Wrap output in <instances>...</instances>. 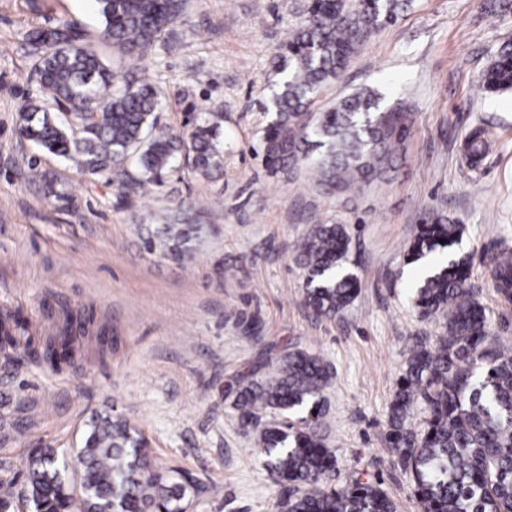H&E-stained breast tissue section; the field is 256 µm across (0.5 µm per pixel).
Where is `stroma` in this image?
Returning <instances> with one entry per match:
<instances>
[{"mask_svg": "<svg viewBox=\"0 0 512 512\" xmlns=\"http://www.w3.org/2000/svg\"><path fill=\"white\" fill-rule=\"evenodd\" d=\"M487 3L413 0L316 98L319 112L367 86L414 113L406 160L340 196L307 168L273 175L263 161L277 50L307 0H186L181 22L142 60L101 45L110 68L148 72L163 88L161 121L173 132L188 112L214 113L224 131L222 175L184 170L127 200L19 133L21 106L39 95L28 33L66 23L98 38L94 0H0V312L20 314L38 342L57 334L64 313L76 320L75 354L58 366L0 349V460L18 467L34 448L79 447L91 413L109 409L146 436L159 467L195 478V512H273L276 486L228 390L302 349L333 374L321 433L340 463L336 486L363 473L400 512H418L385 432L415 337L439 332L413 307L419 266L406 260L433 214L463 224L453 251L512 347V303L489 286L493 256L512 246V92L476 91L499 45L512 41V14L490 16ZM479 126L495 143L472 168L461 143ZM188 197L204 226L193 260L145 251L140 226ZM319 221L347 225L360 281L332 318L304 306L295 260L297 241Z\"/></svg>", "mask_w": 512, "mask_h": 512, "instance_id": "35a3bbf8", "label": "stroma"}]
</instances>
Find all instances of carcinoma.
Instances as JSON below:
<instances>
[{"mask_svg": "<svg viewBox=\"0 0 512 512\" xmlns=\"http://www.w3.org/2000/svg\"><path fill=\"white\" fill-rule=\"evenodd\" d=\"M100 38L127 56L144 57L181 19L185 0H94ZM411 0H309L306 15L278 53L281 79L266 110L272 119L262 137L272 170L306 164L329 194L350 191L380 177L401 155L411 112L388 106L382 94L362 88L339 97L323 112L311 106L336 83L350 58L380 29L393 24ZM36 54L41 97L20 114V134L40 149L75 163L88 177L115 175L125 197L160 186L178 169L210 179L224 162V137L207 113L179 135L161 124L160 87L108 68L97 45L62 25L28 34ZM478 87L512 91V44L493 56ZM489 131L465 136L462 153L480 165L490 150ZM195 203L176 202V215L143 228L142 243L177 264L193 256L203 227L187 214ZM460 224L442 216L421 225L407 250L409 262L448 252L416 288L414 304L442 331L413 347L389 406L385 441L410 477L420 512H512V349L500 344L485 307L468 285L467 260L451 255ZM350 235L344 224H314L297 245L306 275L305 306L333 317L354 300L359 281L347 267ZM490 287L512 303V250L491 262ZM20 316L0 317V347L24 344L55 366L72 354L73 322L36 346L21 340ZM330 367L317 354H283L265 380L237 381L232 407L252 429L264 464L279 487L276 512H397L383 488L356 477L333 486L338 460L320 434L322 393ZM76 476L54 448L29 454L19 470L21 494L35 512H180L192 481L179 470L153 464L146 437L126 420L93 414L72 449ZM14 480H0V512H13Z\"/></svg>", "mask_w": 512, "mask_h": 512, "instance_id": "carcinoma-1", "label": "carcinoma"}]
</instances>
